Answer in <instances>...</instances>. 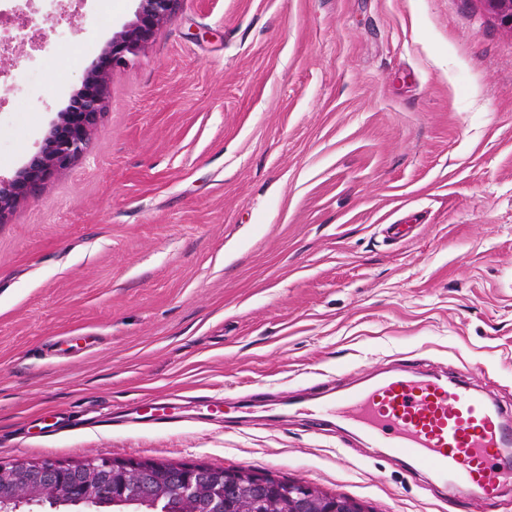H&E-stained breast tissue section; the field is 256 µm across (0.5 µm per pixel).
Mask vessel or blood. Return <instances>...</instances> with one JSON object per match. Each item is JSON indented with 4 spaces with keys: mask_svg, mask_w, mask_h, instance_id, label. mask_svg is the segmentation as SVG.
I'll use <instances>...</instances> for the list:
<instances>
[{
    "mask_svg": "<svg viewBox=\"0 0 512 512\" xmlns=\"http://www.w3.org/2000/svg\"><path fill=\"white\" fill-rule=\"evenodd\" d=\"M327 407L349 416L371 441L427 469L441 482L494 501L501 451L512 447V411L477 392L465 376L393 372L337 394Z\"/></svg>",
    "mask_w": 512,
    "mask_h": 512,
    "instance_id": "obj_1",
    "label": "vessel or blood"
}]
</instances>
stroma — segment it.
<instances>
[{
    "label": "stroma",
    "instance_id": "35a3bbf8",
    "mask_svg": "<svg viewBox=\"0 0 512 512\" xmlns=\"http://www.w3.org/2000/svg\"><path fill=\"white\" fill-rule=\"evenodd\" d=\"M137 0L0 54V175ZM388 224L410 225L399 243ZM406 364L512 409V29L484 0H180L113 68L86 158L0 223V464L245 467L365 512L443 494L311 387ZM246 390L267 395L242 414ZM173 395L182 425L110 421Z\"/></svg>",
    "mask_w": 512,
    "mask_h": 512
}]
</instances>
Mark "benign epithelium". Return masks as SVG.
Segmentation results:
<instances>
[{"mask_svg": "<svg viewBox=\"0 0 512 512\" xmlns=\"http://www.w3.org/2000/svg\"><path fill=\"white\" fill-rule=\"evenodd\" d=\"M180 0H139L136 19L112 36L100 54L101 64L88 72L82 86L56 119L26 164L12 177L0 176V223L16 204L34 198L57 172L69 168L88 150L91 133L97 127L105 106L112 68L128 61L154 34L160 23L175 13ZM500 23L512 29V0H483ZM155 466L144 461L93 459L71 465L33 462L0 464V483L9 486L6 503L26 502L42 494L59 498L75 497L78 503L95 512L103 502L128 504L135 498L160 507L161 493L152 482ZM200 468L175 464L171 468L173 485L181 495L194 490ZM229 485L250 483L270 490L275 482L263 477H246L239 469L224 468ZM325 512H362L351 500H326Z\"/></svg>", "mask_w": 512, "mask_h": 512, "instance_id": "1", "label": "benign epithelium"}]
</instances>
